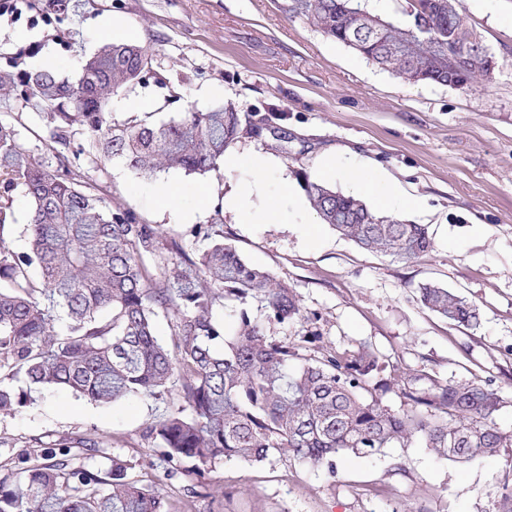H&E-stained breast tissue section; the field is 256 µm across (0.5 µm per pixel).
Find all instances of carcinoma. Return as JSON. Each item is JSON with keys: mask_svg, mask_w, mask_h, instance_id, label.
I'll list each match as a JSON object with an SVG mask.
<instances>
[{"mask_svg": "<svg viewBox=\"0 0 512 512\" xmlns=\"http://www.w3.org/2000/svg\"><path fill=\"white\" fill-rule=\"evenodd\" d=\"M290 2L289 12L408 82L448 85L450 53L471 81L490 80L483 41L456 0H406L399 17L374 12L370 0ZM413 31L441 50L398 53ZM148 61L146 47L112 42L84 61L75 80L52 67L0 70L1 91L28 90L26 104L45 120V135L35 139L53 149L52 159L39 158L38 145L0 118V413L29 402L21 381L65 387L99 405L174 393L177 401L143 436L159 448L163 468L196 473L221 459L261 462L272 452L332 473L341 455L366 457L413 440L456 461L512 446V432L496 424L505 404L496 390L434 379L421 389L395 386L379 378L386 362L369 346L339 352L316 333L277 341L271 326L307 319L298 296L225 243L220 225H193L190 236L209 245L181 264L180 242L97 193L85 160L117 157L141 174L205 175L235 140L259 136L258 126L242 127L232 104L189 105L167 123L114 119L109 101L143 83ZM17 192L31 203L23 252L7 243ZM306 193L323 223L366 251L411 261L432 247L426 224L379 216L320 182H307ZM418 295L455 325L481 324L476 304L437 283L422 284ZM250 299L263 304L264 317L242 309L234 335H225L215 310ZM161 314L170 319L171 348L154 331ZM392 390L405 409L383 405ZM76 446L93 451L100 441L56 444L64 455ZM55 456L51 449L25 456L0 478V512H171L119 456L104 473Z\"/></svg>", "mask_w": 512, "mask_h": 512, "instance_id": "cac0c4a2", "label": "carcinoma"}]
</instances>
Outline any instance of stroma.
Here are the masks:
<instances>
[{
	"mask_svg": "<svg viewBox=\"0 0 512 512\" xmlns=\"http://www.w3.org/2000/svg\"><path fill=\"white\" fill-rule=\"evenodd\" d=\"M289 0H29L20 18L0 17V68L51 66L73 79L107 41L148 47L153 74L130 89L158 122L185 105L207 110L234 103L243 122L267 118L269 132L231 144L218 172L169 170L138 175L124 160L89 163L88 176L112 206L133 211L171 234L186 231L175 210L199 224H220L224 240L252 265L288 283L311 322L273 325L294 341L311 333L336 350L363 345L383 356L388 379L470 381L505 399L496 422L512 431V0H458L468 25L494 54L492 82L453 88L412 84L290 16ZM220 88L217 96L206 95ZM179 101H170L171 89ZM285 141L275 140V133ZM266 160L257 180L249 158ZM336 173L326 172L327 159ZM365 168L416 200L403 219L429 227L432 248L404 261L359 248L323 224L305 184L322 181L348 194L342 172ZM173 183L174 199L153 188ZM250 193L254 209L276 201L282 224H246L224 205ZM434 282L474 302L478 329L450 325L417 300ZM168 402L132 399L107 407L72 391L32 388L26 407L0 414V469L10 470L36 443L103 438L90 466L112 456L155 485L175 512H494L512 486V447L459 463L420 442L371 457L344 456L335 474L272 454L260 463L216 461L199 475H167L142 430Z\"/></svg>",
	"mask_w": 512,
	"mask_h": 512,
	"instance_id": "stroma-1",
	"label": "stroma"
}]
</instances>
